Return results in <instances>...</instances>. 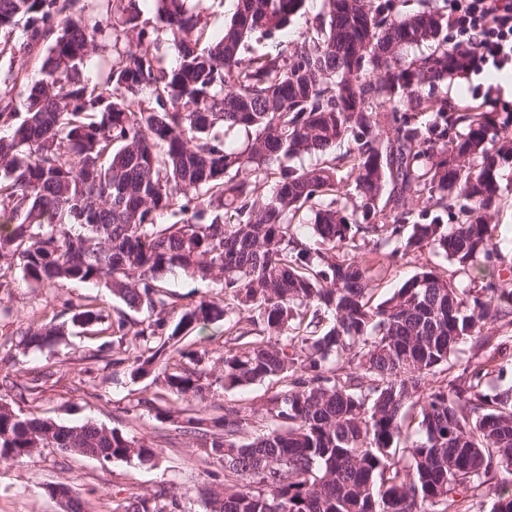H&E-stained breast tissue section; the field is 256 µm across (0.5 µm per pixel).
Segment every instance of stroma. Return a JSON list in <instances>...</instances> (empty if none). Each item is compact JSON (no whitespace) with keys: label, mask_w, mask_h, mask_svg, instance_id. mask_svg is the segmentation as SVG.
<instances>
[{"label":"stroma","mask_w":512,"mask_h":512,"mask_svg":"<svg viewBox=\"0 0 512 512\" xmlns=\"http://www.w3.org/2000/svg\"><path fill=\"white\" fill-rule=\"evenodd\" d=\"M93 8L94 17L107 26L105 39L91 52L84 71L85 76L96 80L117 62L124 49L125 33L110 0H95ZM492 84L491 71L472 69L442 85L439 93L446 97L449 111L455 112L484 105L477 89ZM502 197L495 222L503 238V257L486 266L484 272L512 288V168L504 171ZM426 264L445 275L452 269L448 261L427 251L396 261L380 259L372 272L376 300L389 297ZM0 272L8 282L7 287L0 288V377L10 376L25 388L23 396L12 397L13 407L65 423L94 422L146 439L157 448L155 460L148 463H103L58 448L38 449L21 463L0 460V512H63L48 491L49 486L60 484L81 499L86 512H112L125 498L148 496L163 487L183 496L185 512H197L200 491L219 489L217 476L224 467L201 453L198 440L179 431L176 418L188 409L186 398L165 391L153 376L134 378L126 365H113L118 352L106 333L70 325L65 338L50 346L24 349L10 341L17 328L37 327L52 320L69 321L74 306L91 303L109 313L119 307V300L90 284L62 282L49 287L25 280L15 267ZM501 334L506 338L503 351L492 354L464 345L448 365L427 376V384H440L466 366L486 360L490 363L484 380L487 391L512 385V326L503 328ZM277 389L273 381L220 389L211 392L207 412L220 415L228 407L258 412ZM142 395L161 398L163 407L171 410L172 419H159L146 412L137 418L128 417L124 409L129 400Z\"/></svg>","instance_id":"obj_1"}]
</instances>
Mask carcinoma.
<instances>
[{
  "mask_svg": "<svg viewBox=\"0 0 512 512\" xmlns=\"http://www.w3.org/2000/svg\"><path fill=\"white\" fill-rule=\"evenodd\" d=\"M187 2L155 0L178 51L164 70L136 0H113L132 38L91 83L82 69L104 28L87 0H0V33L26 18L24 40H5L0 54L29 63L11 77L28 89L24 118L0 90V211L10 214L0 260L36 284H101L146 310L135 331L123 310L106 323L93 304L70 321L100 324L120 346L133 335L132 375L155 372L178 396L283 384L258 433L236 409L181 421L224 463L223 502L211 494L203 512H512V479L483 501L498 472L512 476V386L486 392L480 363L426 387L463 343L491 347L494 324L512 325V289L474 278L463 287L426 265L376 304L369 260L357 254L426 249L463 274L498 257L512 113L450 112L435 96L466 59L432 0L404 20L393 15L398 0H323L328 20L287 51L248 60L252 39L286 29L306 0H236L207 46ZM422 45L429 52L406 58ZM338 149L344 174L327 160ZM312 155L323 161L292 164ZM302 209L313 216L309 239L294 224ZM341 248L354 254L341 258ZM175 271L212 282L218 297L181 304L162 286ZM221 320L215 377L175 339ZM62 335L52 321L19 330L26 347ZM140 411L171 417L147 396L125 408ZM36 448H81L106 463L156 456L144 439L27 416L0 397V459L23 462ZM119 508L183 512L164 488Z\"/></svg>",
  "mask_w": 512,
  "mask_h": 512,
  "instance_id": "obj_1",
  "label": "carcinoma"
}]
</instances>
